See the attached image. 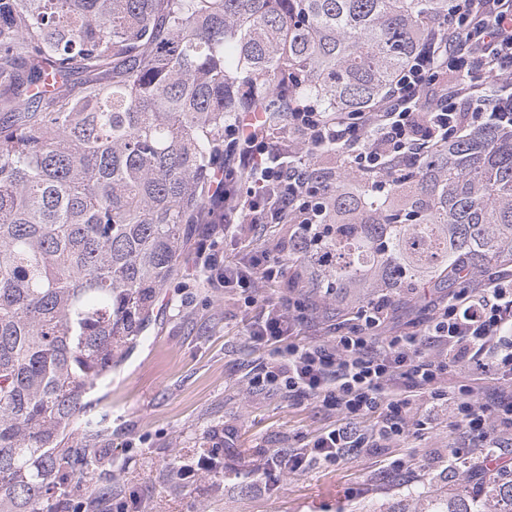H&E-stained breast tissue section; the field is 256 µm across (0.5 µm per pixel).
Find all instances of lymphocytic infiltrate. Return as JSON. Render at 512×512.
I'll list each match as a JSON object with an SVG mask.
<instances>
[{"label":"lymphocytic infiltrate","mask_w":512,"mask_h":512,"mask_svg":"<svg viewBox=\"0 0 512 512\" xmlns=\"http://www.w3.org/2000/svg\"><path fill=\"white\" fill-rule=\"evenodd\" d=\"M512 130V0H450L448 24L424 41L387 95L365 112L326 115L308 105L288 114V135L235 121L227 133L224 161L225 237L248 234L261 224L312 230L318 214L310 200L316 187L301 148L343 149L350 166L383 190L394 160L412 161L425 150L459 137L471 125ZM249 182L241 191V182ZM224 284L253 288L283 276V266L266 252L253 251L243 263L224 265ZM388 304L362 308L357 322L325 343L301 342L302 315L268 304L249 330L253 342L272 347L273 363L260 369L262 382L321 402L343 415V423L309 447L277 454L256 471L272 482L281 467L298 472L316 462H337L364 448H380L403 436L407 413L418 406L427 417L448 411L477 438L453 449L468 458L482 449L483 461L499 459L512 437V276L499 273L474 288H458L436 303L419 333L387 330ZM431 343L435 355L422 351ZM462 367L500 384L480 404L470 377L444 390L440 377ZM376 414L370 435L358 418Z\"/></svg>","instance_id":"1"}]
</instances>
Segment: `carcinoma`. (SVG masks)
I'll use <instances>...</instances> for the list:
<instances>
[{"instance_id": "obj_1", "label": "carcinoma", "mask_w": 512, "mask_h": 512, "mask_svg": "<svg viewBox=\"0 0 512 512\" xmlns=\"http://www.w3.org/2000/svg\"><path fill=\"white\" fill-rule=\"evenodd\" d=\"M448 0H0V512H83L110 449L90 397L141 337L187 230L224 208V137L291 101L362 112L386 94ZM95 79L79 83L78 70ZM312 156L322 229L288 237L294 283L415 295L512 266V131L474 127L386 192ZM445 491L428 512H512Z\"/></svg>"}]
</instances>
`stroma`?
Returning <instances> with one entry per match:
<instances>
[{"label": "stroma", "mask_w": 512, "mask_h": 512, "mask_svg": "<svg viewBox=\"0 0 512 512\" xmlns=\"http://www.w3.org/2000/svg\"><path fill=\"white\" fill-rule=\"evenodd\" d=\"M288 235L279 225L227 241L197 225L142 338L118 355L92 396L90 416L103 422L97 445L111 449L112 464L93 481L97 501L89 512H114L134 496L143 512H399L412 501L426 506L439 490H471L482 482L476 458L449 466L463 429L444 414L415 417L407 434L386 447L281 473L278 486L257 480L253 469L267 457L303 447L341 417L256 382L259 366L273 360L271 348L247 335L261 307L249 292L200 272L197 262L202 252L220 262L248 258L255 249L277 257ZM260 292L303 308L307 341L330 339L355 314L348 303L309 286L283 282ZM214 451L219 471L181 484L173 463L192 464ZM396 459L406 463L403 474L389 471Z\"/></svg>", "instance_id": "obj_1"}]
</instances>
